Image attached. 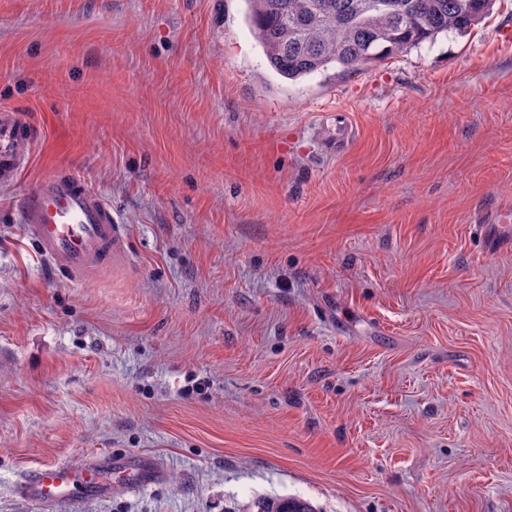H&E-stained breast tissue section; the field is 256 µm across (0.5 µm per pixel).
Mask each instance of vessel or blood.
<instances>
[{
  "instance_id": "obj_1",
  "label": "vessel or blood",
  "mask_w": 512,
  "mask_h": 512,
  "mask_svg": "<svg viewBox=\"0 0 512 512\" xmlns=\"http://www.w3.org/2000/svg\"><path fill=\"white\" fill-rule=\"evenodd\" d=\"M34 144L30 125L14 111H0V183L14 181L27 164ZM19 220L40 254L71 278L111 264L122 252L123 229L111 206L79 176L52 170L25 188ZM97 472L67 462L37 470L26 492L34 501L71 512L77 487L95 490Z\"/></svg>"
}]
</instances>
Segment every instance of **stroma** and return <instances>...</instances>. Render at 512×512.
I'll list each match as a JSON object with an SVG mask.
<instances>
[{"mask_svg":"<svg viewBox=\"0 0 512 512\" xmlns=\"http://www.w3.org/2000/svg\"><path fill=\"white\" fill-rule=\"evenodd\" d=\"M0 512L124 457L81 512H512V0L291 81L245 0H0ZM63 167L124 227L72 280L27 239ZM0 183L14 181L27 164L34 144L30 125L12 110H0ZM111 466L112 470L117 471L118 473H127L129 477H132V480L136 484L146 485L151 483L153 476L151 470L142 466L136 467L125 458L114 459ZM97 474L95 469L78 467L67 462L45 465L34 473L27 484L26 492L34 501L72 510L76 503L73 491L79 485L90 491L97 489ZM253 512H316L312 504L299 497H263L253 503Z\"/></svg>","mask_w":512,"mask_h":512,"instance_id":"1","label":"stroma"}]
</instances>
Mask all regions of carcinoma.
<instances>
[{
  "label": "carcinoma",
  "mask_w": 512,
  "mask_h": 512,
  "mask_svg": "<svg viewBox=\"0 0 512 512\" xmlns=\"http://www.w3.org/2000/svg\"><path fill=\"white\" fill-rule=\"evenodd\" d=\"M272 69L288 80L352 72L442 33L465 34L495 0H245ZM256 512H316L299 497H263Z\"/></svg>",
  "instance_id": "cac0c4a2"
}]
</instances>
